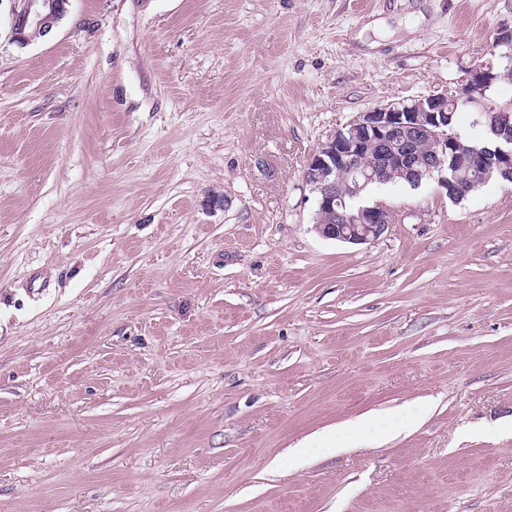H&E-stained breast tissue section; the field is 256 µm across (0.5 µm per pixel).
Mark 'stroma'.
I'll use <instances>...</instances> for the list:
<instances>
[{
	"label": "stroma",
	"mask_w": 512,
	"mask_h": 512,
	"mask_svg": "<svg viewBox=\"0 0 512 512\" xmlns=\"http://www.w3.org/2000/svg\"><path fill=\"white\" fill-rule=\"evenodd\" d=\"M14 3L0 512H512V185L374 187L393 222L350 244L304 180L491 61L512 0H71L26 46ZM490 106L512 79L455 133Z\"/></svg>",
	"instance_id": "35a3bbf8"
}]
</instances>
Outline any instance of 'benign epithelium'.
Returning a JSON list of instances; mask_svg holds the SVG:
<instances>
[{"label":"benign epithelium","instance_id":"1","mask_svg":"<svg viewBox=\"0 0 512 512\" xmlns=\"http://www.w3.org/2000/svg\"><path fill=\"white\" fill-rule=\"evenodd\" d=\"M70 0H20L13 12L12 38L21 46L31 43V33L44 38L67 15ZM494 82L492 67L478 64L471 68L462 87V96H475ZM448 95L432 94L407 103L385 105L359 113L345 128L337 131L311 157L304 178L317 184L319 208L331 212L335 222L316 225L327 238L353 244L378 239L392 223L391 208L376 202L355 213L346 211L336 181L330 176L344 174L356 185H364L385 174L404 172L427 180L442 172L446 160L454 164L484 166L488 152L463 143L449 132ZM482 124L504 142L494 150L499 160L512 169V114L496 110L482 113ZM431 146V160L417 167L413 151L417 142Z\"/></svg>","mask_w":512,"mask_h":512}]
</instances>
